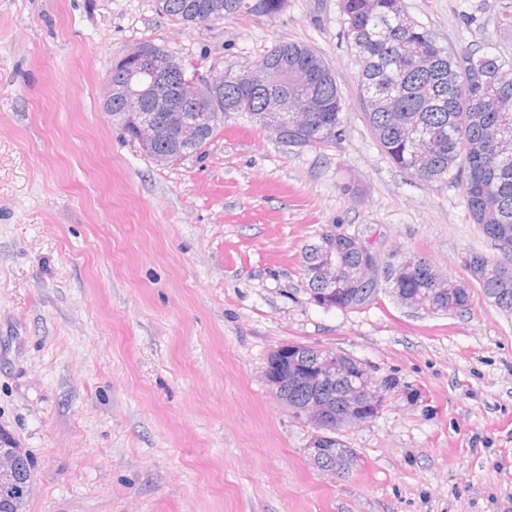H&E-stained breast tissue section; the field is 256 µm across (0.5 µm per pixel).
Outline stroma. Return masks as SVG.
<instances>
[{"label":"stroma","instance_id":"1","mask_svg":"<svg viewBox=\"0 0 512 512\" xmlns=\"http://www.w3.org/2000/svg\"><path fill=\"white\" fill-rule=\"evenodd\" d=\"M444 47L512 58V0H403ZM143 42L199 71L300 43L330 66L342 134L288 147L237 112L162 165L103 110ZM340 0L187 26L155 0H0V434L30 457L23 512H512V315L464 266L495 255L461 190L377 145ZM379 267L430 261L465 312L373 299L325 309L301 266L329 230ZM285 344L393 379L340 431L357 465L313 466L312 425L266 385Z\"/></svg>","mask_w":512,"mask_h":512}]
</instances>
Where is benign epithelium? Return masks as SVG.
<instances>
[{"label": "benign epithelium", "instance_id": "benign-epithelium-1", "mask_svg": "<svg viewBox=\"0 0 512 512\" xmlns=\"http://www.w3.org/2000/svg\"><path fill=\"white\" fill-rule=\"evenodd\" d=\"M224 10L222 0H207L193 10L191 20L206 24ZM132 61L126 82L115 84L108 79L103 96L104 112L111 122L137 142L142 150L156 158L179 160L191 154L201 140L211 135L224 113L216 107H200L202 99L212 98L224 104V69L212 66L204 74H188L184 59L178 53L161 48L138 47L127 51L121 61ZM123 101V111L107 108L112 99ZM261 125L280 139H286L288 123L312 126L314 119L288 108V96L274 91L267 95L259 113ZM315 261L307 266L309 281L331 296L342 286L362 285L370 273L362 267L343 270L336 263V236L320 239ZM355 368L345 365V356L328 349L308 353L299 344L279 347L267 360L263 376L276 396L286 388L304 382L310 389L306 402L296 410L298 417L309 422L316 433L306 453L315 466L336 456V449L327 447V433L342 422L362 425L372 421L383 402L376 387V378L364 363L352 359ZM22 449L0 439V500L22 499L30 495L32 477H20Z\"/></svg>", "mask_w": 512, "mask_h": 512}]
</instances>
